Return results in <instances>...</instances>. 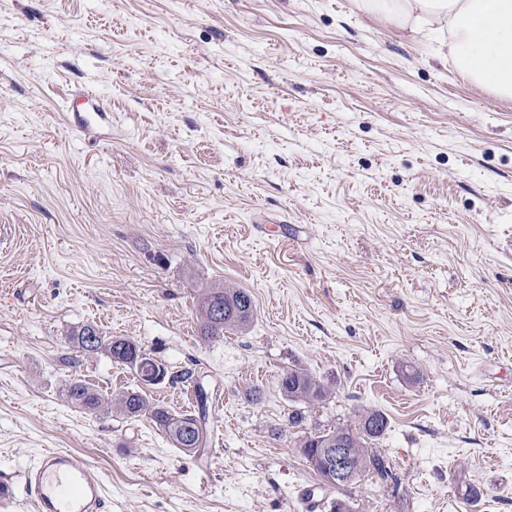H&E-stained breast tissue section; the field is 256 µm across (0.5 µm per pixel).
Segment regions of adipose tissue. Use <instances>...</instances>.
<instances>
[{"label":"adipose tissue","instance_id":"ef3b65f1","mask_svg":"<svg viewBox=\"0 0 512 512\" xmlns=\"http://www.w3.org/2000/svg\"><path fill=\"white\" fill-rule=\"evenodd\" d=\"M364 13L401 38L435 36L442 59L512 99V0H357Z\"/></svg>","mask_w":512,"mask_h":512}]
</instances>
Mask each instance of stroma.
I'll list each match as a JSON object with an SVG mask.
<instances>
[{
  "label": "stroma",
  "instance_id": "1",
  "mask_svg": "<svg viewBox=\"0 0 512 512\" xmlns=\"http://www.w3.org/2000/svg\"><path fill=\"white\" fill-rule=\"evenodd\" d=\"M225 284L254 316L201 339ZM90 322L176 380L70 363ZM184 371L222 402L219 450L63 396L186 413ZM362 408L394 479L329 503L512 512V100L354 0H0V479L70 449L112 512H285L320 480L307 436ZM282 391L290 397L307 404H319L326 397L325 388L311 374L302 370H288L280 380Z\"/></svg>",
  "mask_w": 512,
  "mask_h": 512
}]
</instances>
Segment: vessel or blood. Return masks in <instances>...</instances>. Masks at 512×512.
<instances>
[{
  "label": "vessel or blood",
  "mask_w": 512,
  "mask_h": 512,
  "mask_svg": "<svg viewBox=\"0 0 512 512\" xmlns=\"http://www.w3.org/2000/svg\"><path fill=\"white\" fill-rule=\"evenodd\" d=\"M35 512H109L99 470L83 456L53 451L21 476Z\"/></svg>",
  "instance_id": "1"
}]
</instances>
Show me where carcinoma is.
I'll return each mask as SVG.
<instances>
[{
	"label": "carcinoma",
	"instance_id": "1",
	"mask_svg": "<svg viewBox=\"0 0 512 512\" xmlns=\"http://www.w3.org/2000/svg\"><path fill=\"white\" fill-rule=\"evenodd\" d=\"M217 306L224 307V315L214 317ZM200 333L205 340L224 335V330L240 327L249 322L255 304L252 295L244 288L218 286L205 289L200 303ZM69 343L76 353L104 354L112 363L132 367L142 346L121 336H106L98 325L85 323L73 328L69 333ZM282 391L290 397L307 404H318L326 397L325 388L311 374L292 369L283 374L280 380ZM65 399L73 407L88 413H110L115 411L128 418L145 416L164 431L184 453H194L207 443L206 396L198 392L199 414L192 412L174 413L169 408L151 402L140 390L126 391L112 399L104 397L96 389L78 378H73L65 389ZM379 421V428L368 434L364 424L368 420ZM388 419L380 411L367 408L359 412L352 427L343 431L353 434V453L360 460L359 476L372 474L381 479L390 476L391 471L385 456L372 450L371 444L385 435Z\"/></svg>",
	"mask_w": 512,
	"mask_h": 512
}]
</instances>
